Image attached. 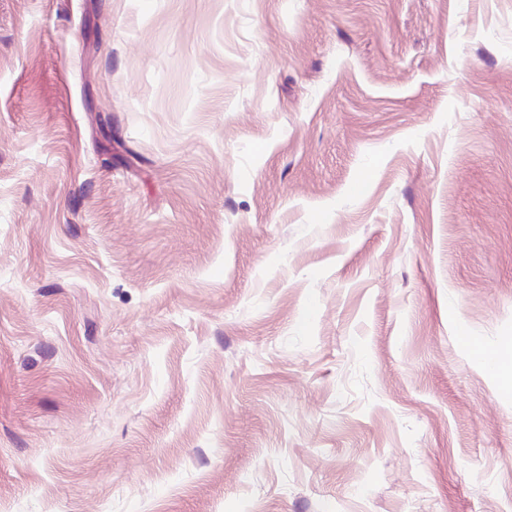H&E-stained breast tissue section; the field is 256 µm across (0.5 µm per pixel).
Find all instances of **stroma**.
Instances as JSON below:
<instances>
[{
  "label": "stroma",
  "mask_w": 512,
  "mask_h": 512,
  "mask_svg": "<svg viewBox=\"0 0 512 512\" xmlns=\"http://www.w3.org/2000/svg\"><path fill=\"white\" fill-rule=\"evenodd\" d=\"M512 0H0V512H512ZM473 349L475 352L488 351L495 355V361L489 356L476 354L479 360L492 364L494 368L491 370L498 377L503 390L512 388V336H505L501 338L494 348L488 349L479 343H474ZM482 358V359H481Z\"/></svg>",
  "instance_id": "35a3bbf8"
}]
</instances>
